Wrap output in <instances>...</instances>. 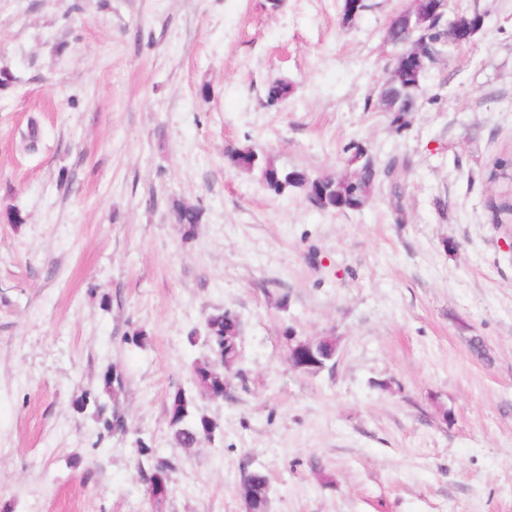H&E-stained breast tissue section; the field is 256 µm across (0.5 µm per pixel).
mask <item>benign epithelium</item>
Returning a JSON list of instances; mask_svg holds the SVG:
<instances>
[{"label":"benign epithelium","instance_id":"obj_1","mask_svg":"<svg viewBox=\"0 0 512 512\" xmlns=\"http://www.w3.org/2000/svg\"><path fill=\"white\" fill-rule=\"evenodd\" d=\"M447 7L448 0H409V6L400 16L407 36L397 46L391 67L378 87V100H386L387 89L397 83H403L407 88L420 89L417 79L429 65L425 46L426 34L435 22L445 16ZM483 23L484 13L477 9L471 12L469 20L463 16L457 18L454 26L456 42L460 45L472 42ZM337 350L338 344L328 336L306 340L293 337L289 339L287 361L295 369L310 372L320 367L323 360L334 357Z\"/></svg>","mask_w":512,"mask_h":512}]
</instances>
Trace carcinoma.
<instances>
[{"label":"carcinoma","mask_w":512,"mask_h":512,"mask_svg":"<svg viewBox=\"0 0 512 512\" xmlns=\"http://www.w3.org/2000/svg\"><path fill=\"white\" fill-rule=\"evenodd\" d=\"M453 25L441 20L430 33V40L435 43L437 52L452 50ZM412 101L409 91L399 89L393 98L388 100L390 124L395 132L401 133L410 125L407 105ZM352 171L347 175L338 176L325 173L315 177L320 182L319 191L314 198V207L323 211H347L361 208L370 196L373 187L380 175L375 158L369 153L367 147L360 141H351L344 147ZM225 156L237 169L251 173L266 185L267 189L281 195L290 189H296L308 194L303 185L294 179V170L278 165L275 158L267 153L259 152L250 146L230 145L225 150ZM489 180H505L512 184V159H499L489 174ZM495 217L503 215L512 220V188L505 189L499 199L491 202ZM172 216L177 224H183L189 231H194L197 224L202 221L203 211L200 207L184 202H175L171 208ZM236 318L232 311L216 309L204 321L203 334L197 330L190 331L188 340L196 342L203 338L210 350L211 357L206 361H197L192 364L191 374L196 388L201 392H208L219 388L224 375L218 368L224 366V337L230 335L226 330L228 322ZM122 384L119 373L108 370L103 377V387L100 393L84 394L80 406L92 403L95 406L97 420L102 424L103 431L99 437L110 436L114 432L127 430L123 416L115 411L107 412V403L104 397L112 396L115 386ZM168 412L170 414L169 427L175 441L183 448H194L203 441L211 442V435L217 433L220 425L217 421L205 414H198L194 410L192 396L185 390L176 389L169 398ZM141 455L148 458L151 463V476H168L174 469V463L165 457L154 456L149 453L145 445H140Z\"/></svg>","instance_id":"1"}]
</instances>
